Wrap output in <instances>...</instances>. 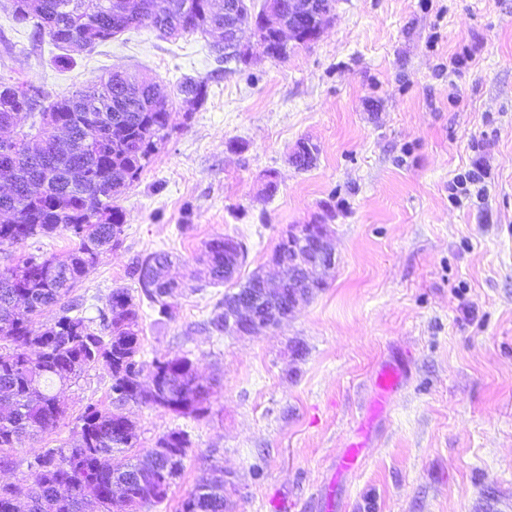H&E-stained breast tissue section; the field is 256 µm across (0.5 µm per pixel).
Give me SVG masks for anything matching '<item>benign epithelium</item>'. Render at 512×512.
<instances>
[{"label":"benign epithelium","instance_id":"benign-epithelium-1","mask_svg":"<svg viewBox=\"0 0 512 512\" xmlns=\"http://www.w3.org/2000/svg\"><path fill=\"white\" fill-rule=\"evenodd\" d=\"M265 28L273 29L280 39V48L290 49L289 42H298L299 24L308 21L310 39L317 40L332 14L322 0H288V22L280 17L277 0H262ZM224 48L235 56L233 62L242 65L252 63L254 54L243 44L242 32L224 22ZM243 250V244L231 237L224 238V280L234 278L238 270L235 257ZM269 264L279 270L280 278L270 284L263 273H257L253 288L224 303V333L251 336L278 325L288 314L305 303L324 282V274L335 264V249L327 226L303 224L296 232L283 237L278 248L269 258ZM23 488L20 498H12L9 509L16 510L17 500L27 508L36 510L39 502L33 496L38 484L20 482Z\"/></svg>","mask_w":512,"mask_h":512}]
</instances>
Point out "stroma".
Returning a JSON list of instances; mask_svg holds the SVG:
<instances>
[{
  "instance_id": "stroma-1",
  "label": "stroma",
  "mask_w": 512,
  "mask_h": 512,
  "mask_svg": "<svg viewBox=\"0 0 512 512\" xmlns=\"http://www.w3.org/2000/svg\"><path fill=\"white\" fill-rule=\"evenodd\" d=\"M213 41L144 25L62 68L50 38L0 8L1 78L51 100L123 69L172 103L169 138L118 200L119 245L73 292L97 321L113 289L140 297L128 270L152 252L184 284L167 314L142 300L141 358L191 359L207 411L127 406L141 448L174 430L190 441L167 499L141 512H177L214 474L231 512H512V0H336L316 41L247 67ZM187 78L207 82L204 102L179 95ZM303 141L317 148L305 169ZM477 163L483 192L451 200ZM315 223L336 251L324 288L257 335L206 328L225 289L195 278L205 242L241 241L244 281ZM71 246L65 231L0 246V265ZM111 384L99 365L65 387L66 420L0 478L32 480L34 450L69 446Z\"/></svg>"
}]
</instances>
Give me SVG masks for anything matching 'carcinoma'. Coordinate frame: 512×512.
Returning <instances> with one entry per match:
<instances>
[{
  "mask_svg": "<svg viewBox=\"0 0 512 512\" xmlns=\"http://www.w3.org/2000/svg\"><path fill=\"white\" fill-rule=\"evenodd\" d=\"M225 0H137L133 9L120 0H9L19 24H30L35 35H48L60 54L53 63L75 62L71 44L87 50L143 24L161 36L224 32ZM204 80L186 79L179 95L197 104L207 97ZM68 128L69 150L54 148L55 131L45 114ZM169 100L158 94L144 75L116 71L99 83L43 104L42 91L27 80H0V129L31 119L16 132L20 150L0 153V179L13 189L0 194V213L15 220L0 224V246L17 245L63 230L72 248L63 256H28L24 266L0 267V396L10 410L0 413V466L15 464L17 446L25 438L57 426L67 417L58 392L86 369L99 364L111 373L109 401L90 404L80 417L79 437L66 448L34 453L41 470L35 494L43 500L38 512H85L84 490L99 489L93 512H112L108 489L123 484L128 503L119 512H139L160 504L173 483L165 475L169 458L177 456L183 470L189 440L182 431L160 437L155 446L138 450L136 425L115 409L152 405L192 413L206 401L196 368L186 356L153 361V386L137 381L143 364L140 304L126 288H115L99 312L100 329L91 327L80 305L70 298L100 257L119 244L124 215L118 198L150 163L169 135ZM199 261L209 283L224 284V238L207 241ZM171 263L166 252L151 253L130 267L150 303L181 287L165 279ZM58 308L55 321L31 340L32 325L47 309ZM224 480L200 483L182 503L180 512H226Z\"/></svg>",
  "mask_w": 512,
  "mask_h": 512,
  "instance_id": "obj_1",
  "label": "carcinoma"
}]
</instances>
